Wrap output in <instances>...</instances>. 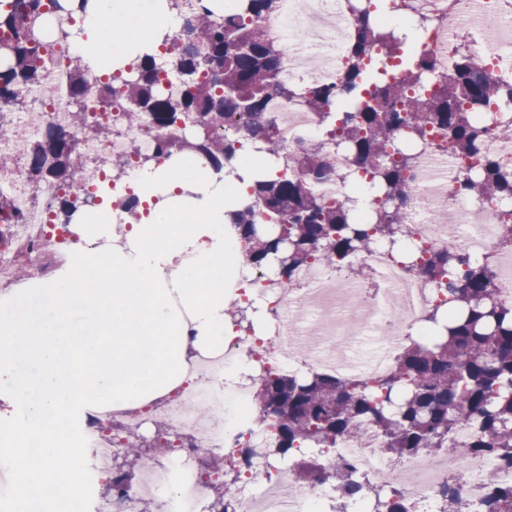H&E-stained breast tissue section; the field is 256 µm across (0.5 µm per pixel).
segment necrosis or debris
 Returning a JSON list of instances; mask_svg holds the SVG:
<instances>
[{
  "label": "necrosis or debris",
  "mask_w": 512,
  "mask_h": 512,
  "mask_svg": "<svg viewBox=\"0 0 512 512\" xmlns=\"http://www.w3.org/2000/svg\"><path fill=\"white\" fill-rule=\"evenodd\" d=\"M369 14L396 38H403L407 20L429 19L416 40V50L429 58L433 69L429 84L452 79L461 52H468L475 68L495 81L512 86V0H278L262 25L285 49L277 73L279 81L297 86L335 85L347 62V46L362 14ZM59 18L45 12L34 36L44 48V81L51 95L33 91V106L11 113L13 133L0 140V193L9 196L14 223L0 232V294L11 296L22 286L36 287L66 264L71 230L57 224L54 205L62 188L53 182L32 189L21 169L31 144L48 128L72 124L71 72L77 60L74 42L58 38ZM322 58L319 69L304 70L302 56ZM269 116L277 126L283 151L293 152L301 139L321 141L329 155L333 175L313 183L315 195L327 203L342 202L353 189H363L366 201L356 211L368 222L376 193L370 179L353 173L346 150L324 140L317 117L301 105L272 101ZM480 122L486 128L483 149L512 167V98L491 103ZM181 129L122 128L106 139L79 142L85 164L78 180L87 194L112 190L109 236L86 239L84 250L105 254L111 245L124 244L139 216L125 205L142 169V157L156 153L160 138L181 136ZM438 137L413 147L409 178L414 197L399 208L409 230L408 244L415 249L453 246L472 260L488 259L496 266L497 299L512 305V261L497 250L499 227L512 222V199H483L460 190L474 177L477 160L439 147ZM127 161L120 174H112L108 159ZM58 261L47 264L48 253ZM355 267L367 270L375 288H367L354 270L339 272L313 262L301 267L294 287H282L269 269L245 268L237 284L236 302L251 307L262 301L274 320L265 334L254 331L224 341V351L213 355L193 352L180 380L158 397L84 410L66 421L77 452L71 460L83 478L79 494L66 506L45 499L39 512H143L152 504L156 512H336L341 491L322 484L291 481L293 462L274 459L277 422L265 418L254 423L253 381L236 382L241 365L255 375L270 371L304 373L324 370L368 383L380 380L397 353L423 336L430 308L443 293L426 281L403 252L377 242L354 257ZM473 424L460 426L444 453H419L394 460L370 427H362L357 441L340 440L321 450L317 459L324 469L346 464L352 479L363 489L350 499L345 512H373L372 488L400 486L409 512H441L442 491L454 483L457 496L469 512H484L488 491L484 473L491 458L476 454L470 442ZM140 436L165 443V457L141 465L135 483L114 484L116 461L126 440ZM214 457L205 462L200 443ZM249 454L250 464L240 471L236 486H224V461ZM112 494H98L102 485Z\"/></svg>",
  "instance_id": "4bbe7bcc"
}]
</instances>
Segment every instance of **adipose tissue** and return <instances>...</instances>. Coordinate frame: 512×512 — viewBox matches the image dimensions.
Masks as SVG:
<instances>
[{"mask_svg": "<svg viewBox=\"0 0 512 512\" xmlns=\"http://www.w3.org/2000/svg\"><path fill=\"white\" fill-rule=\"evenodd\" d=\"M84 26L90 37L76 53L97 68L179 23L161 0H96ZM267 164L243 158L237 177L226 180L190 154L145 167L140 199L188 182L195 198L151 209L133 225L128 244L107 255L75 251L39 288L37 310L22 296L0 306V387L26 414L0 433V448L16 461L18 512H29L47 490L71 496L81 488L61 421L86 406L156 397L181 376L190 350L223 347L239 268L224 214L247 190L251 171Z\"/></svg>", "mask_w": 512, "mask_h": 512, "instance_id": "obj_1", "label": "adipose tissue"}]
</instances>
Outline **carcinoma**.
Segmentation results:
<instances>
[{
  "label": "carcinoma",
  "instance_id": "obj_1",
  "mask_svg": "<svg viewBox=\"0 0 512 512\" xmlns=\"http://www.w3.org/2000/svg\"><path fill=\"white\" fill-rule=\"evenodd\" d=\"M91 0H0V32L4 62L0 64V104L17 106L29 92L43 86L41 56L33 28L44 9L67 15L86 14ZM275 0H235L224 11L219 0H205L187 21V38L170 56L181 80L173 97L161 87L155 54L146 51L112 73L95 76L74 70V124L100 137L112 126H90L92 106L112 108L124 101L116 121L130 128L149 124L175 125L187 112L196 116L193 127L178 138L162 139L157 152L200 154L216 169L235 152L226 123L243 126L257 153L279 158L282 148L275 125L268 118L274 99L301 96L305 107L323 121L335 114L326 133L351 154L356 168L370 174L380 204L368 223L355 219L356 197L325 205L312 191L325 179L329 159L317 142L302 144L294 156L301 178L269 177L258 172L249 197L234 213L237 234L248 241L241 264L272 265L283 287L310 261L336 268L356 254L368 252L384 240L399 249L407 229L398 202L414 196L408 177L411 155L396 147L403 136L411 145L426 140L430 129L442 134L448 148L480 159L476 177L461 191L486 198H512V169L482 154L484 129L472 114L485 111L505 90L479 73L470 57L461 55L452 83L430 91L425 110L408 89L424 82L432 62L395 42L393 36L364 14L348 47V67L336 86L310 85L303 91L275 79L281 60L279 44L260 25ZM398 59L405 78L391 82L387 69L365 65L375 47ZM83 164L74 135L65 129L48 130L31 148L25 176L33 182L52 180L64 189L56 218L70 224L91 205L77 185ZM262 205L270 224L257 222L253 203ZM432 284L448 293V305L433 308L428 317L434 336L428 343L413 342L397 357L385 377L374 385L323 372H269L258 383L255 402L260 417L278 420L279 442L271 451L285 457L301 443L332 447L344 437L359 438V427L373 428L386 450L401 459L444 447L459 425L473 422L478 436L471 448L495 457L512 469V307L496 300V281L489 266L473 263L454 247L422 250L414 255ZM296 473L339 487L354 496L359 485L350 481L347 466L318 471L304 460ZM491 492L486 512H512V483L499 475L487 480ZM401 493L380 494L376 512H406Z\"/></svg>",
  "mask_w": 512,
  "mask_h": 512
}]
</instances>
